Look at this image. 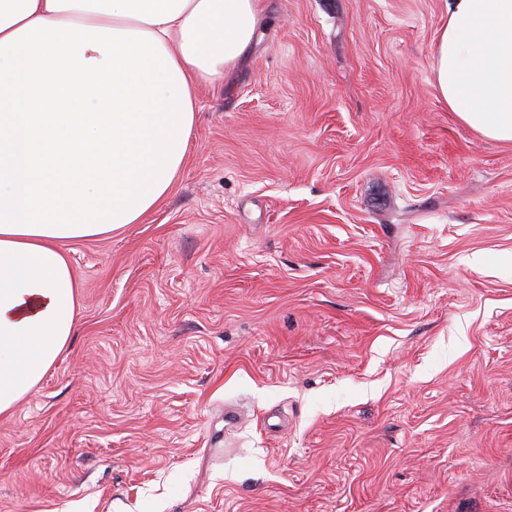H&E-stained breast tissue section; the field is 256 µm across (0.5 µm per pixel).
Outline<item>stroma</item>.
<instances>
[{"label":"stroma","instance_id":"1","mask_svg":"<svg viewBox=\"0 0 512 512\" xmlns=\"http://www.w3.org/2000/svg\"><path fill=\"white\" fill-rule=\"evenodd\" d=\"M140 223L62 246L0 512H512V142L439 99L448 0H261Z\"/></svg>","mask_w":512,"mask_h":512}]
</instances>
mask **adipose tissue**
<instances>
[{"label": "adipose tissue", "mask_w": 512, "mask_h": 512, "mask_svg": "<svg viewBox=\"0 0 512 512\" xmlns=\"http://www.w3.org/2000/svg\"><path fill=\"white\" fill-rule=\"evenodd\" d=\"M258 0H0V415L73 334L60 243L140 222L183 168L193 86L223 81ZM442 102L512 142V0H448L432 47Z\"/></svg>", "instance_id": "ef3b65f1"}]
</instances>
